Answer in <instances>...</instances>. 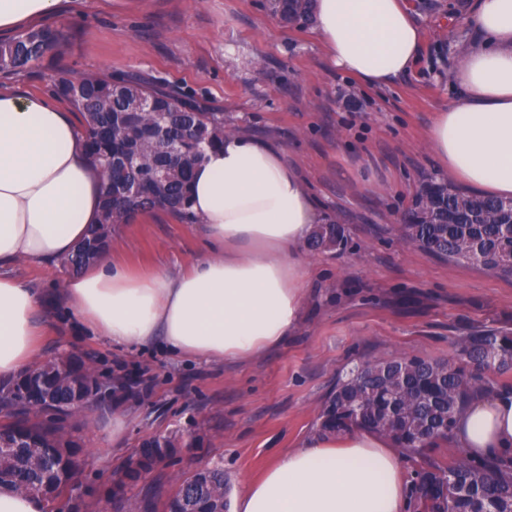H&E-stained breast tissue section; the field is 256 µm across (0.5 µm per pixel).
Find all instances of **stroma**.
Here are the masks:
<instances>
[{
    "label": "stroma",
    "instance_id": "obj_1",
    "mask_svg": "<svg viewBox=\"0 0 512 512\" xmlns=\"http://www.w3.org/2000/svg\"><path fill=\"white\" fill-rule=\"evenodd\" d=\"M477 2L406 0L422 34L419 57L379 87L333 66L315 25L281 21L266 0H72L64 17L45 20L64 32L63 47L28 74H0L1 89L49 100L61 71L162 79L223 110L240 131L279 144L320 213L348 239L341 250L308 252L309 294L295 335L241 364L182 358L159 342L113 346L70 313L62 294L70 273L60 260L11 267L56 303L40 358L73 351L105 382L131 372L140 381L123 406L120 441L107 405L69 422L81 446L80 512H115L109 475L155 436H177L181 451L129 488L138 512H163L176 475L218 463L235 493L315 433L328 393L356 363L405 353L445 360L464 336L512 329V280L404 247L398 231L421 185L448 175L426 136L462 93L442 72L483 41L473 24ZM205 243L200 225L149 213L117 227L104 259L175 275Z\"/></svg>",
    "mask_w": 512,
    "mask_h": 512
}]
</instances>
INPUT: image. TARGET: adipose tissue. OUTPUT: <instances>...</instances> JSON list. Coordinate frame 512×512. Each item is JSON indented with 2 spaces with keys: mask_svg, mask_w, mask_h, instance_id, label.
I'll return each instance as SVG.
<instances>
[{
  "mask_svg": "<svg viewBox=\"0 0 512 512\" xmlns=\"http://www.w3.org/2000/svg\"><path fill=\"white\" fill-rule=\"evenodd\" d=\"M68 0H0V33L60 14ZM330 61L372 85L406 72L421 32L404 0H315ZM485 38L455 73L462 98L427 134L450 176L485 196L512 199V0H480ZM103 176L78 122L56 104L0 89V378L33 366L52 318L39 292L8 274L20 261L71 254L96 223ZM191 210L207 249L180 274L136 276L94 264L64 285L68 308L115 345L161 340L175 355L244 361L279 347L300 326L307 298L304 245L320 214L272 143L236 134L206 151ZM468 457H512V391L479 395L457 418ZM403 453L362 430L314 434L244 482L235 512H406Z\"/></svg>",
  "mask_w": 512,
  "mask_h": 512,
  "instance_id": "adipose-tissue-1",
  "label": "adipose tissue"
}]
</instances>
